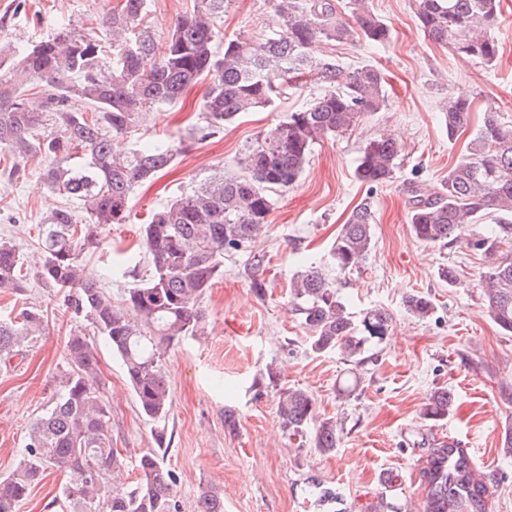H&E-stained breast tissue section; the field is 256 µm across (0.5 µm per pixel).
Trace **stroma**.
Returning a JSON list of instances; mask_svg holds the SVG:
<instances>
[{"mask_svg": "<svg viewBox=\"0 0 512 512\" xmlns=\"http://www.w3.org/2000/svg\"><path fill=\"white\" fill-rule=\"evenodd\" d=\"M118 0H0V45L13 50L51 37L60 26L103 35L100 18ZM193 0H147L143 19L157 42H165L175 19ZM392 36L383 48L365 43L324 42L320 54L353 69L373 65L387 78V102L358 126L315 145L294 187L279 193L265 236L250 248L225 254L224 274L206 293L204 335L188 337L165 363L172 408L164 422L140 411L120 360L106 342L98 344L100 379L112 407V445L135 457L155 449L153 434L165 433V463L177 477L178 512H197L201 488L224 496V512H337L330 502L311 499L319 484L340 489L344 512H424L418 493L420 471L433 442L453 434L477 448L493 466V492L486 512H512V458H504V429L512 426V336L491 321L481 287L484 263L457 246H428L408 222L407 183L433 186L464 156L468 134L449 137L442 103L464 93L474 108L495 102L512 120V0H501L497 30L499 58L487 67L453 55L424 33L414 0H370ZM235 38L277 28L272 0H226L219 23ZM209 86L200 81L180 102L148 113L135 131L115 140V150L165 139L183 151L156 178L139 184L127 223L113 224L100 248L85 259L86 269L120 297L149 272L139 244L146 218L181 193L217 172H237L244 148L259 132L307 106L323 91L316 76L287 89L270 108L250 112L210 137H200V102ZM393 135L401 146L393 179L375 186L361 182L356 167L366 142ZM45 159L31 157L18 177L0 176V240L10 242L30 274L23 300L0 293V318L16 316L21 304L44 314L38 341L14 367L0 370V476L9 474L33 420L59 393L69 336L96 339L86 321L61 310L55 290L38 280V235L50 210L67 205L84 219L83 204L51 193ZM371 200L376 222L372 248L360 269L347 273L348 309L371 308L393 318L385 341L362 372L353 394L343 393L350 365L338 351L309 353L310 331L290 305V284L308 253L326 256L352 209ZM263 257L264 295L252 289L254 257ZM457 270L455 282L442 268ZM412 294L429 297L434 310L420 319L405 309ZM448 388L454 406L447 419L426 422L421 411L431 392ZM307 390L316 415L336 420L342 432L335 453L320 454L289 437L277 413V390ZM233 410L236 428L224 424ZM392 476L396 491L381 479Z\"/></svg>", "mask_w": 512, "mask_h": 512, "instance_id": "1", "label": "stroma"}]
</instances>
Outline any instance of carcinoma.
<instances>
[{"mask_svg": "<svg viewBox=\"0 0 512 512\" xmlns=\"http://www.w3.org/2000/svg\"><path fill=\"white\" fill-rule=\"evenodd\" d=\"M279 29L255 37L224 41L215 50L224 0H195L177 17L165 43L141 26L146 0H121L102 16L112 57L99 41L63 28L23 52H0V153L10 157L9 175L34 156L50 161L45 181L61 197L83 202L86 217L77 224L70 211L56 209L41 230L39 276L62 295L74 318L91 322L121 360L141 412L160 421L172 407L165 355L186 336H199L206 324L202 298L224 272V253L240 251L261 237L276 195L300 178L313 146L360 124L385 106V80L366 65L346 71L336 59L318 56L322 42L355 38L372 46L391 39V27L368 7L350 0V15L336 0H274ZM423 30L461 58L493 66L499 57L496 31L499 0H415ZM315 71L326 88L305 108L259 133L238 160L240 172L214 174L190 193L153 213L143 225L142 241L150 260L148 278L127 289L120 301L84 272V257L96 250L103 230L128 216L134 188L168 168L181 144L157 141L119 156L112 139L139 126L143 114L172 106L190 86L212 79L202 103V130L218 131L244 112L274 103L277 82L291 84ZM472 100L458 94L443 108L448 136L470 123ZM59 128L45 131L47 122ZM468 154L433 187L411 183L408 223L429 246L454 245L475 226L465 246L486 265L483 289L487 312L505 335L512 334V124L499 108L485 105ZM400 144L382 134L361 153L356 173L371 185L394 175ZM495 222L484 224L489 215ZM374 210L356 206L329 251V265L304 261L293 277L290 299L310 329L315 354L340 350L356 367L372 361L370 346L380 344L392 324L389 313L371 309L359 321L347 310L346 283L340 275L359 269L371 249ZM24 261L0 242V290L26 291ZM413 316L424 319L432 301L406 297ZM43 314L24 306L16 317L0 320V363L22 354L42 332ZM62 389L52 405L31 423L14 469L0 478V512H17L31 489L52 469L67 474L48 503L64 502L70 512H177V478L157 451L137 459L112 447V408L100 388L96 344L72 336L65 346ZM453 398L435 389L422 408L424 420L448 418ZM277 411L289 435L321 454L338 448L336 421L316 420L314 399L303 389L278 390ZM137 471L134 485L114 482L126 468ZM426 490L425 512H456L464 466L448 469V448L429 449L420 473ZM467 512H485L487 491L468 490ZM199 512H224V496L201 490Z\"/></svg>", "mask_w": 512, "mask_h": 512, "instance_id": "obj_1", "label": "carcinoma"}]
</instances>
